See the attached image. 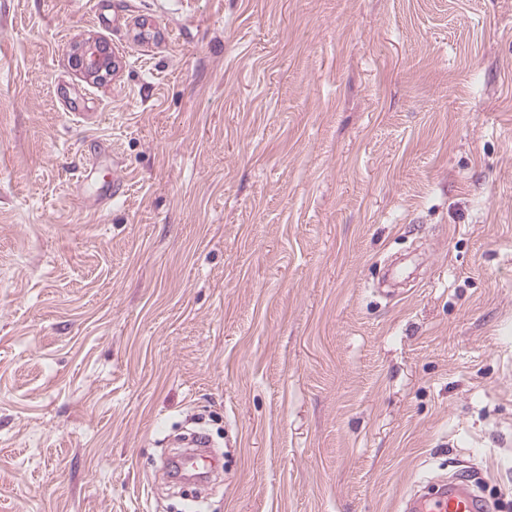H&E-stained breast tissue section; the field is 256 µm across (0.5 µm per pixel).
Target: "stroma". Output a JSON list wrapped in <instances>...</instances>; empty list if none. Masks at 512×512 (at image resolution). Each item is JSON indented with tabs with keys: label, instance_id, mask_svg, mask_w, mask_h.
Here are the masks:
<instances>
[{
	"label": "stroma",
	"instance_id": "35a3bbf8",
	"mask_svg": "<svg viewBox=\"0 0 512 512\" xmlns=\"http://www.w3.org/2000/svg\"><path fill=\"white\" fill-rule=\"evenodd\" d=\"M186 426L210 512H512V0H0V512H185ZM80 74L89 80L102 81L112 75V61L117 68L119 53L115 48L112 55L109 48L97 38H87L74 49ZM429 494L414 495L404 512H489L486 499L468 480L453 477L441 481Z\"/></svg>",
	"mask_w": 512,
	"mask_h": 512
}]
</instances>
